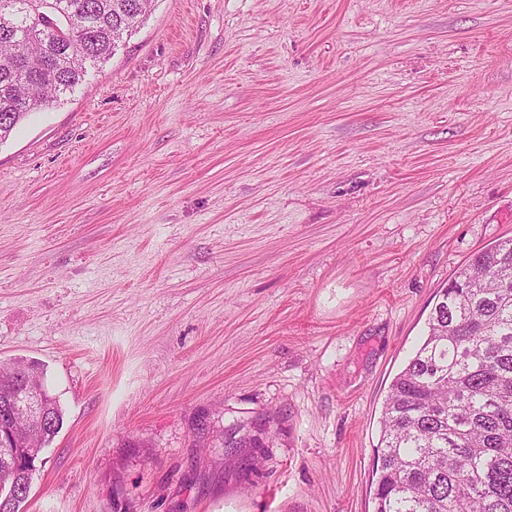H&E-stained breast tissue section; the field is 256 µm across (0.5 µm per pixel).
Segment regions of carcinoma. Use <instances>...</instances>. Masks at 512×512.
<instances>
[{
  "label": "carcinoma",
  "mask_w": 512,
  "mask_h": 512,
  "mask_svg": "<svg viewBox=\"0 0 512 512\" xmlns=\"http://www.w3.org/2000/svg\"><path fill=\"white\" fill-rule=\"evenodd\" d=\"M152 0H32L0 10V144L59 104L146 22ZM42 411L33 447H0V512H20L63 425L39 364L0 366L6 404ZM372 471L374 512H512V239L474 254L441 289L427 331L390 384Z\"/></svg>",
  "instance_id": "cac0c4a2"
}]
</instances>
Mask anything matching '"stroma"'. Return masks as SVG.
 I'll list each match as a JSON object with an SVG mask.
<instances>
[{"mask_svg": "<svg viewBox=\"0 0 512 512\" xmlns=\"http://www.w3.org/2000/svg\"><path fill=\"white\" fill-rule=\"evenodd\" d=\"M509 238L512 0H156L0 145V362L64 413L24 512H373L390 382Z\"/></svg>", "mask_w": 512, "mask_h": 512, "instance_id": "1", "label": "stroma"}]
</instances>
